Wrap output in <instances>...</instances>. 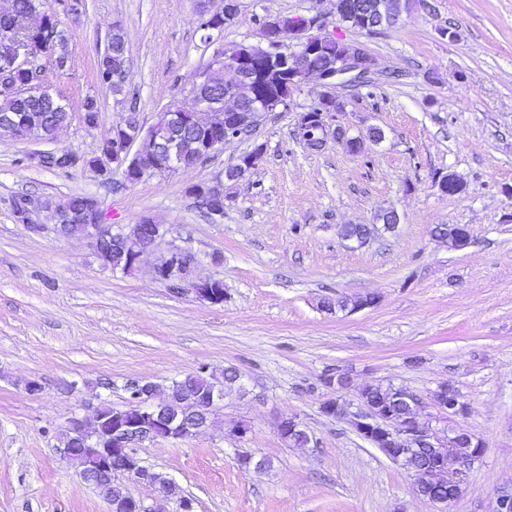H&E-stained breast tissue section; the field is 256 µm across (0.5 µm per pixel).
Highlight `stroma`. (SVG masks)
Returning a JSON list of instances; mask_svg holds the SVG:
<instances>
[{"label": "stroma", "mask_w": 512, "mask_h": 512, "mask_svg": "<svg viewBox=\"0 0 512 512\" xmlns=\"http://www.w3.org/2000/svg\"><path fill=\"white\" fill-rule=\"evenodd\" d=\"M198 2L85 0L69 25L71 68L46 65L42 79L71 105L96 97L101 121L88 128L72 116L41 146L91 156L119 122L124 94L137 95L149 125L184 100L213 52ZM330 9L329 0H240L222 42H257L255 20L267 14ZM116 24L129 48L120 94L93 75ZM339 34L376 61L366 85L336 90L351 135L384 133L362 155L332 142L312 151L296 138V112L317 98L312 83L203 164L133 185L117 172L31 166L40 145L0 138V512H110L61 458L59 431L98 399L128 407L130 382L165 386L202 365L244 381L225 387L213 427L135 449L195 512H492L497 488L512 483V0H411L392 27ZM258 145V166L231 189L223 218H205L190 188ZM448 172L461 192L435 185ZM74 193L96 197L105 223L147 218L186 239L196 277L223 280V303L156 281L157 252L123 276L100 266L89 241L31 231ZM20 196L37 203L31 224L15 216ZM391 207L394 230L361 246L341 237L342 225L377 226ZM436 224L467 226L468 245L432 236ZM367 294L374 305L337 306ZM338 370L349 399L378 383L428 402L440 385L459 391L465 415L426 409L434 426L485 443L458 500L442 510L416 495L401 467L322 412L337 394L324 379ZM291 417L311 443L278 435ZM244 453L273 466L244 469Z\"/></svg>", "instance_id": "35a3bbf8"}]
</instances>
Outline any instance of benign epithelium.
<instances>
[{"label":"benign epithelium","mask_w":512,"mask_h":512,"mask_svg":"<svg viewBox=\"0 0 512 512\" xmlns=\"http://www.w3.org/2000/svg\"><path fill=\"white\" fill-rule=\"evenodd\" d=\"M332 6V14L338 21L344 20L345 15L352 10L373 11L376 17L372 25L374 31L395 24L399 17V10L392 0H376L369 5L357 4L353 0H334ZM239 11V0H221L216 10L204 7L199 11L201 29L209 33L213 31L211 18L236 17ZM328 24L327 16L321 12L267 17L259 23V42L243 44L237 56L224 53L220 45L214 48L211 66L231 71L233 80L224 87V111L212 114L210 119L213 127L222 128L224 132L208 141L207 153H218L227 142L256 130L268 112L288 107L295 92L313 78L320 81L322 91L315 107L296 113V127L301 133V142L315 144L321 150L333 141L352 154L361 152L364 145L359 138L348 135V129L340 123V113L336 112L333 101L336 100L338 86L362 82L371 73L375 60L364 44H349L328 32ZM334 41L342 44V48L331 58L330 64L319 70L309 66L311 57L324 52ZM0 55L11 67L33 71L35 79L25 92L41 89L44 50L26 42L9 40L0 46ZM257 59L266 60L270 66L280 61L288 63V82L278 85L272 96L263 101L257 99L243 108L240 88L250 85ZM198 88L199 83L196 82L188 91L187 111L166 113L171 129L179 131L191 126L196 122L197 113L209 110L211 102L198 94ZM112 132L118 134L119 143L112 146V154L100 156L95 170L106 175L113 170H120L125 181L137 183L157 173L182 168L178 157L180 140L172 139L155 152L145 149L151 128L144 125L140 113L124 111ZM202 193L211 206L212 216L224 217V173H219L212 184L202 189ZM76 223L83 225L80 238L90 240L96 253L101 252L110 239L118 238L122 241L127 263L120 272L125 274L137 269L148 248L167 241L163 255L154 265L156 280L176 289L190 290L197 298L213 305L224 301V296L214 290L216 280L192 278L195 254L174 239L166 240L169 229L163 224H152L147 234L142 232L139 223L116 227L104 223L102 211L97 208L81 215L54 212L50 223L31 224L29 229L39 234L49 231L62 238L65 228ZM129 392L132 407L127 413L114 418L112 425H107L97 412L89 422L78 418L69 422V428L82 445L79 456L83 468L77 472L78 478L82 481L91 479L111 469L116 476L125 475L151 484L165 497L178 499L182 512H193L192 503L179 498L176 484L172 480L150 477V471L141 465L133 448L147 441L177 440L188 433H205L210 426L209 418L217 402L223 399L224 391L219 389L202 400L190 401L179 417L169 412L168 396L161 395L156 385L138 381L129 388ZM432 402L441 413L448 416H459L467 412L457 396H449L441 389L432 394ZM339 416L348 420L360 433L374 429L385 432L393 447L398 449L393 461L400 466L412 452L421 448L429 449L432 465L424 475L426 481H449L459 487L466 470L484 452L483 441L468 432L452 430L441 433L432 424L418 418L400 425L387 414L375 413L361 397L356 404L347 399L341 400ZM463 437L475 441L474 452L467 458H460L454 453V445Z\"/></svg>","instance_id":"1"}]
</instances>
